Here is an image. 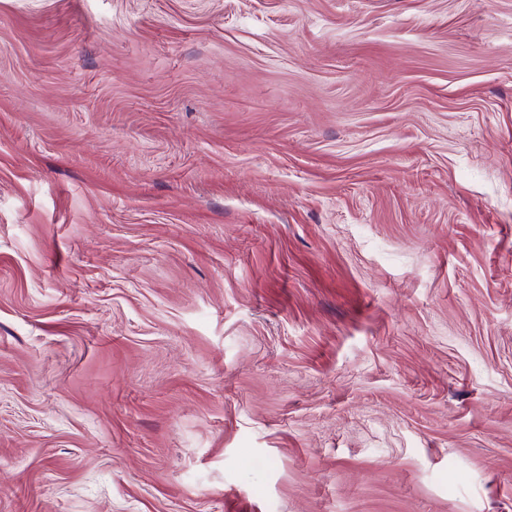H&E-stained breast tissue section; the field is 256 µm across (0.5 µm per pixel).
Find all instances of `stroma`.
<instances>
[{
    "label": "stroma",
    "mask_w": 512,
    "mask_h": 512,
    "mask_svg": "<svg viewBox=\"0 0 512 512\" xmlns=\"http://www.w3.org/2000/svg\"><path fill=\"white\" fill-rule=\"evenodd\" d=\"M0 512H512V0H0Z\"/></svg>",
    "instance_id": "stroma-1"
}]
</instances>
